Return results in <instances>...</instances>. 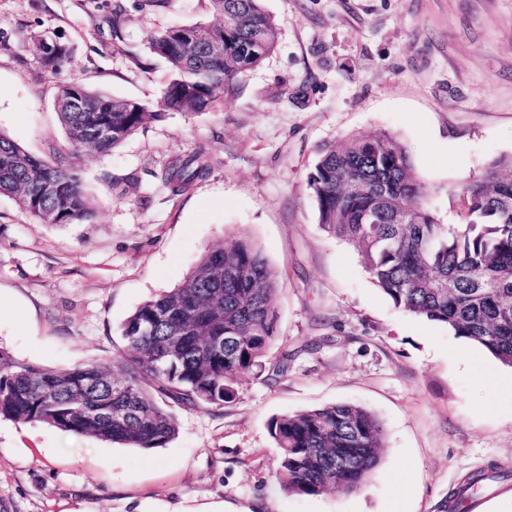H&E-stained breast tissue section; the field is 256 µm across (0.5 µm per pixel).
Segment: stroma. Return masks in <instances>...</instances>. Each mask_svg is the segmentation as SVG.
Here are the masks:
<instances>
[{"mask_svg": "<svg viewBox=\"0 0 512 512\" xmlns=\"http://www.w3.org/2000/svg\"><path fill=\"white\" fill-rule=\"evenodd\" d=\"M262 5L277 45L234 97L148 122L106 156H75L94 222L41 224L0 195V349L58 368L116 357L136 308L244 233L279 275L268 358L293 353L287 374H247L221 407L169 404L178 433L152 450L0 419V512H447L449 490L493 464L509 478L467 512H512V368L396 308L359 251L321 229L307 186L323 148L385 132L442 223H461L462 184L512 155V0ZM216 21L210 0H0V132L38 156L71 155L60 82L155 109L168 66L148 36ZM44 32L71 49L52 75L33 42ZM197 151L210 173L172 193L165 167ZM335 403L380 420L377 467L354 493L285 491L270 419Z\"/></svg>", "mask_w": 512, "mask_h": 512, "instance_id": "obj_1", "label": "stroma"}]
</instances>
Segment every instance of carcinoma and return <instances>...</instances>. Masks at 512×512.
Segmentation results:
<instances>
[{
  "label": "carcinoma",
  "instance_id": "obj_1",
  "mask_svg": "<svg viewBox=\"0 0 512 512\" xmlns=\"http://www.w3.org/2000/svg\"><path fill=\"white\" fill-rule=\"evenodd\" d=\"M218 24L174 25L150 35L149 51L169 67L157 111L132 99L60 86L57 114L72 145L105 155L147 121L169 112L208 111L231 96L238 76L275 49L276 23L261 0H211ZM41 55L54 73L69 48L48 39ZM101 128L111 135L99 137ZM196 152L166 168L181 192L210 171ZM307 183L318 224L362 253L373 283L410 315L443 324L512 367V156L492 162L463 187L460 224H444L406 148L386 133L349 139L320 154ZM0 194L43 224H83L97 216L75 163L36 156L0 132ZM278 273L260 248L232 235L204 250L185 282L139 306L123 323L119 359L55 368L0 349V419L46 423L63 432L130 448L165 447L177 434L161 402L186 408L232 402L243 375L264 369L276 335ZM286 489L319 495L355 491L375 468L383 428L366 409L331 404L271 418ZM497 467L467 477L448 495L461 512L468 492Z\"/></svg>",
  "mask_w": 512,
  "mask_h": 512
}]
</instances>
